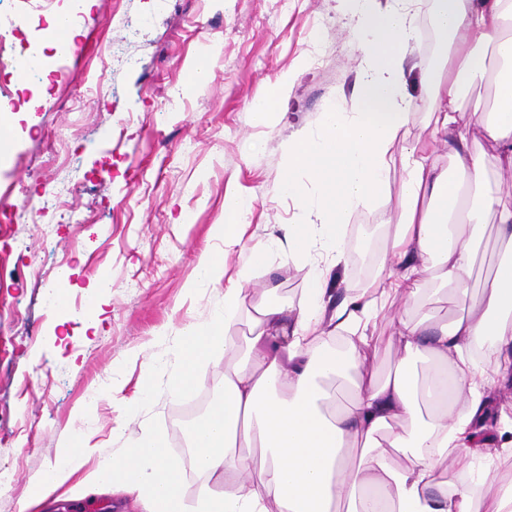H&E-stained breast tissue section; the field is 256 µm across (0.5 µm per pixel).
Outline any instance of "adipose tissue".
<instances>
[{"label": "adipose tissue", "instance_id": "1", "mask_svg": "<svg viewBox=\"0 0 512 512\" xmlns=\"http://www.w3.org/2000/svg\"><path fill=\"white\" fill-rule=\"evenodd\" d=\"M374 2L342 0L362 51L350 108L327 105L284 147L289 173L278 189L301 204L300 222L284 240L253 244L236 283L225 287L223 309L180 335L173 395L189 394L199 367L224 353L217 374L224 398L187 439L192 465L222 475L223 492L203 493L187 509L181 467L151 429L97 464L96 482L138 494L145 512H512V476L498 468L512 458V418H502L495 440L480 437L493 382H512V0H433V26L448 44L432 79L429 136L447 144L449 171L406 141L413 105L406 74L428 64L417 49L418 0H390L382 10ZM491 54L500 69L489 70ZM488 74L496 107L480 125L503 183L493 194L484 191L485 167L460 120L464 88ZM396 148L404 178L378 282L409 306L446 294L468 312L448 322L399 319L391 338L398 366L377 379L360 361L379 311L373 291H350L336 303L329 279L345 259L343 228L388 185ZM473 193L481 204H470ZM489 226L502 258L474 297L476 250ZM282 247L307 266L308 286L298 304L262 305L238 346L228 330L246 298L243 285ZM355 447L352 463L346 452ZM391 448L405 465L390 461ZM87 460L84 432L71 428L58 465L19 512H43Z\"/></svg>", "mask_w": 512, "mask_h": 512}]
</instances>
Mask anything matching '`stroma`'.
<instances>
[{
  "instance_id": "stroma-1",
  "label": "stroma",
  "mask_w": 512,
  "mask_h": 512,
  "mask_svg": "<svg viewBox=\"0 0 512 512\" xmlns=\"http://www.w3.org/2000/svg\"><path fill=\"white\" fill-rule=\"evenodd\" d=\"M43 0H0V17L27 14L20 30L0 27L12 44L0 59V83L14 101L0 161V197L41 205L38 220L0 223V512H18L35 483L56 466L74 415L86 410L87 445L96 456L119 455L144 428L162 430L171 457L184 462V494L194 501L203 483L220 488L187 464L181 399L169 391L179 369L180 329L224 306L223 286L195 283L200 252L222 258L235 277L257 241L283 237L299 213L278 190L282 146L313 125L327 103L350 106L361 51L354 22L338 0H97L83 11L66 59L65 86L34 85L22 64L41 38ZM206 64L205 83L195 81ZM415 70L408 91L415 115L409 142L426 144L438 166L448 149L430 143L427 90L438 68ZM297 79L267 125L252 123L250 106L289 71ZM402 180L392 160L385 205L356 214L346 237V263L332 280L334 300L347 289L373 287L384 240L396 222ZM250 199L240 244L225 249L214 227L224 198ZM69 263V308H84L98 277L112 286L83 319L45 308L47 281L36 269ZM306 266L287 252L272 254L245 286L246 304L234 331L246 342L254 308L270 299L298 302ZM405 301L386 299L365 350L369 372L398 364L390 344ZM152 398L133 399L141 381ZM123 382L121 399L108 388ZM91 500L101 512H143L140 501L111 488L72 480L51 496L47 512Z\"/></svg>"
}]
</instances>
